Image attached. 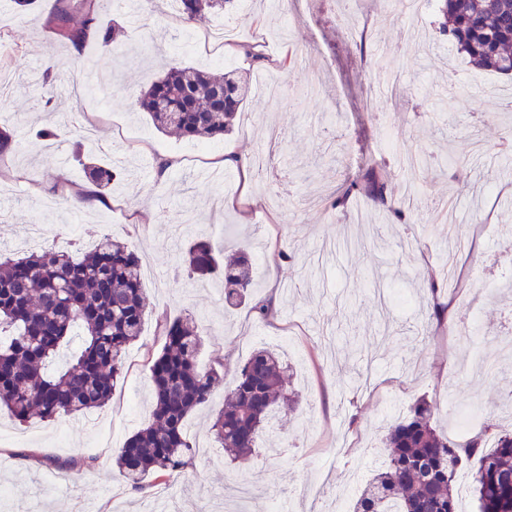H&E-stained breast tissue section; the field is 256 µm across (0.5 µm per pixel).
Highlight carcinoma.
<instances>
[{
    "label": "carcinoma",
    "mask_w": 512,
    "mask_h": 512,
    "mask_svg": "<svg viewBox=\"0 0 512 512\" xmlns=\"http://www.w3.org/2000/svg\"><path fill=\"white\" fill-rule=\"evenodd\" d=\"M98 0H82L81 19L66 12L54 18L60 42L82 48L100 30ZM189 25L201 17L233 13L241 0H178ZM440 33L475 65L512 75V0H438ZM247 95L235 74L217 75L191 66H171L140 91L137 102L160 132L213 141L224 138ZM85 176L100 189L112 187V168L84 164ZM387 184L366 167L346 182L330 202L333 208L365 196L394 217L404 210L387 200ZM190 273L200 278L218 266L211 244L197 240L186 252ZM251 252L245 246L224 260V303L250 298ZM143 267L125 243L102 236L77 259L54 247L32 252L0 251V407L17 420L42 421L75 416L108 404L129 347L142 334L148 316ZM165 343L152 361L154 421L116 451L115 463L127 486L149 488V476L173 482L192 464L186 432L189 415L207 405L224 375L197 365L201 335L194 320L178 316L160 323ZM279 354L254 351L215 410L211 432L237 458L252 454L270 413L296 399ZM437 405L417 401L409 414L389 424L388 463L361 491L353 512H460L455 475L471 466L472 493L479 512H512V431L480 432L454 439L437 428ZM95 458L58 465L64 472L90 471Z\"/></svg>",
    "instance_id": "obj_1"
}]
</instances>
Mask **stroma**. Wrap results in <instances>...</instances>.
I'll return each mask as SVG.
<instances>
[{
  "label": "stroma",
  "mask_w": 512,
  "mask_h": 512,
  "mask_svg": "<svg viewBox=\"0 0 512 512\" xmlns=\"http://www.w3.org/2000/svg\"><path fill=\"white\" fill-rule=\"evenodd\" d=\"M80 19L79 0H36L27 14L0 0V45L9 92L0 96V130L16 141L0 162V242L11 245L24 225L41 220L44 245L81 256L100 235L125 242L143 264L149 315L109 403L84 415L47 423H19L0 410V488L9 501L0 512H81L91 501L101 512H142L155 489H129L115 465V450L152 414L149 362L160 353L162 317L190 314L202 326L201 368H222L225 384L257 349L277 352L300 397L293 413L276 412L251 458L230 461L213 443L210 417L224 400L195 411L187 430L195 446L191 466L167 488L173 512H313L299 489L326 483L331 512H353L361 490L387 458V423L418 400L438 405L437 421L455 418L512 426L498 398L512 389V362L475 377L474 358L490 336L512 328V307L497 288L512 281V161L500 153L512 136V78L482 70L438 32L435 9L415 29L387 0H351L340 18L335 0H263L233 14L222 61L204 45L183 44L185 29L204 34L213 16L185 26L168 0H149L139 24L101 5L102 27H116L121 51L90 38L83 53L47 30L55 8ZM247 36L265 54L251 63L237 49ZM93 62L111 88L105 101L87 96L77 113L70 88ZM191 65L246 76L247 99L232 133L214 154L193 155L192 140L157 132L140 113L135 91L147 88L164 66ZM393 89L379 93L381 74ZM278 81L288 108L259 90ZM52 124L57 139L29 136ZM284 133L267 171L243 181L240 168L208 178L212 158L232 152L251 159ZM82 143L88 161L117 167L120 180L104 190L100 206L72 204L87 179L71 158ZM424 154L429 180L401 167L399 156ZM172 161L160 174L159 160ZM367 165L389 182L396 201L410 207L396 235L390 216L358 197L342 209L327 199ZM252 203L239 207L242 194ZM142 223H135V216ZM456 225L471 245L457 256L461 282L448 297L452 324L427 321L426 278L438 269ZM205 239L217 254L246 240L266 243L251 268L252 301L276 297L268 320L250 303H224V272L190 276L188 245ZM467 340L454 337L469 319ZM91 456L93 470L65 486L52 458Z\"/></svg>",
  "instance_id": "35a3bbf8"
}]
</instances>
